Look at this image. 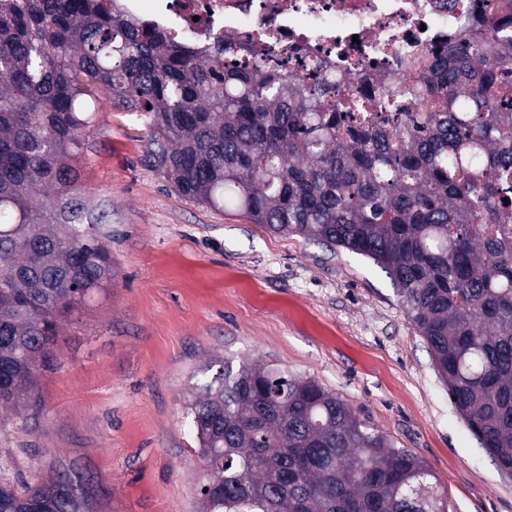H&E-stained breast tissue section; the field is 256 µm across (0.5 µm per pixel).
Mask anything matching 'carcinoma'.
Instances as JSON below:
<instances>
[{
  "label": "carcinoma",
  "mask_w": 512,
  "mask_h": 512,
  "mask_svg": "<svg viewBox=\"0 0 512 512\" xmlns=\"http://www.w3.org/2000/svg\"><path fill=\"white\" fill-rule=\"evenodd\" d=\"M119 0H0V405L39 404L59 325L112 280L74 198L91 104L144 112L146 159L180 195L373 260L448 398L512 471V20L430 53L407 89L352 103L171 38ZM380 99L385 116L359 117ZM185 412L201 512H448L435 473L311 378L216 360ZM91 512L69 470L0 481V512Z\"/></svg>",
  "instance_id": "1"
}]
</instances>
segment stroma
Instances as JSON below:
<instances>
[{"mask_svg": "<svg viewBox=\"0 0 512 512\" xmlns=\"http://www.w3.org/2000/svg\"><path fill=\"white\" fill-rule=\"evenodd\" d=\"M147 118L100 99L83 136L84 221L108 233L109 294L60 328L40 405L0 407V480L58 469L95 512H199L184 419L216 358L280 364L339 395L437 474L449 512H512L502 473L448 398L388 274L179 195L146 161Z\"/></svg>", "mask_w": 512, "mask_h": 512, "instance_id": "1", "label": "stroma"}]
</instances>
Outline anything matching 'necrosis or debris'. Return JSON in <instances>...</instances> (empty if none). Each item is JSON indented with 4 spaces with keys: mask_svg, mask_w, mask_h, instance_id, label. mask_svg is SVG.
<instances>
[{
    "mask_svg": "<svg viewBox=\"0 0 512 512\" xmlns=\"http://www.w3.org/2000/svg\"><path fill=\"white\" fill-rule=\"evenodd\" d=\"M178 39L215 48L233 40L249 61L305 74L324 64L332 98L416 83L432 49L474 24L472 0H124Z\"/></svg>",
    "mask_w": 512,
    "mask_h": 512,
    "instance_id": "4bbe7bcc",
    "label": "necrosis or debris"
}]
</instances>
